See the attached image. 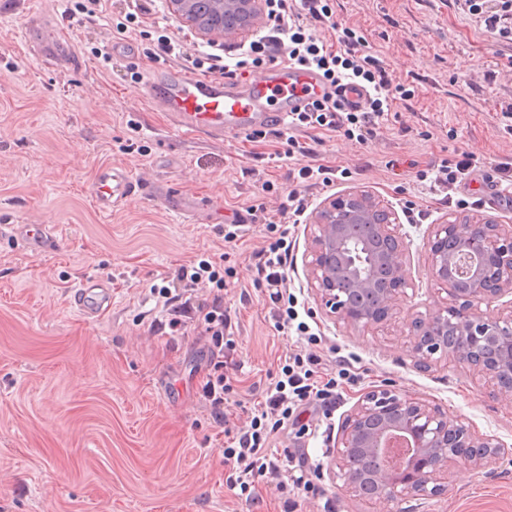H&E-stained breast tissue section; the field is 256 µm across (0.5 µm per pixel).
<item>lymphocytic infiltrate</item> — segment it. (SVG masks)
Returning a JSON list of instances; mask_svg holds the SVG:
<instances>
[{"label":"lymphocytic infiltrate","instance_id":"obj_1","mask_svg":"<svg viewBox=\"0 0 512 512\" xmlns=\"http://www.w3.org/2000/svg\"><path fill=\"white\" fill-rule=\"evenodd\" d=\"M457 3L493 42L512 44V0ZM263 12L264 35L246 43L225 45L219 54L201 52L191 58L190 64L195 69L205 66L211 72L233 76L240 70L254 72L285 60L321 72L330 91L304 111L293 113L287 125L284 155L300 162L297 182L331 186L337 178L347 177V170L307 163L312 149L299 140V133L324 130L367 143L378 137L394 101L411 98L413 91L391 83L383 61L371 50L363 31L337 22L335 0H300L296 6L290 0H263ZM322 25L334 31L335 43H326L320 37L318 28ZM349 87L364 90L362 106L344 104L342 95ZM487 167L499 181L512 185V157L490 162L470 151L461 152L454 160L444 158L429 163L417 170L416 177L449 196L475 172ZM247 214L250 223L265 225L269 232L267 243L258 254L257 284L267 297L275 330L285 335L293 332L306 337L308 343H316V334L310 333L308 324L299 320L295 297L285 288L295 247L287 228L280 226L277 215L268 213L264 205L250 206ZM224 274L223 260L204 258L165 272V285L157 290L164 307L173 313L168 322L171 330L183 326L179 312L191 310L202 318L204 333L209 338V373L201 396L213 420L220 424L225 421L224 400L233 390L224 374L222 358L225 351L236 346L231 319L224 308ZM319 363V357L313 353L290 354L280 375L267 387L263 401L254 405L247 429L238 433L233 446L224 450L225 459L233 463L228 478L230 486L251 499L260 481L273 482L283 499L284 512H292L300 492L319 493L322 461L304 449L282 456L275 454L270 441L287 425L298 424L308 407L317 406L324 414H331L340 381L351 377L344 366L338 367L336 374L319 375Z\"/></svg>","mask_w":512,"mask_h":512}]
</instances>
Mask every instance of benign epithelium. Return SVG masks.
<instances>
[{
    "label": "benign epithelium",
    "instance_id": "obj_1",
    "mask_svg": "<svg viewBox=\"0 0 512 512\" xmlns=\"http://www.w3.org/2000/svg\"><path fill=\"white\" fill-rule=\"evenodd\" d=\"M172 12L209 39L257 26L261 0H214L207 16L192 0H168ZM375 225L381 241L361 273L347 252L354 224ZM307 263L320 306L351 331L382 330L407 300L408 244L397 213L366 190L330 197L310 219ZM427 272L445 296L401 332L415 366L450 361L480 376L491 397L512 408V225L459 216L432 225L424 238ZM505 453L494 435L427 398L387 386L366 391L344 418L332 449L331 477L352 497L375 504H425L448 490L451 469L484 468Z\"/></svg>",
    "mask_w": 512,
    "mask_h": 512
}]
</instances>
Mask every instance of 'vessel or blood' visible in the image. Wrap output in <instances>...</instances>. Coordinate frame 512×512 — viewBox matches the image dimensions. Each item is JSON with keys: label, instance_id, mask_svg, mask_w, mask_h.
<instances>
[{"label": "vessel or blood", "instance_id": "1", "mask_svg": "<svg viewBox=\"0 0 512 512\" xmlns=\"http://www.w3.org/2000/svg\"><path fill=\"white\" fill-rule=\"evenodd\" d=\"M321 76L288 62L270 65L255 75L239 80L233 77L205 79L183 71L146 89L150 100L164 109L171 129L177 134L203 132L221 139L228 135L286 126L292 114L321 96ZM132 188L122 173L100 171L93 198L100 210L120 204ZM9 238L29 250L52 246L51 231L42 225L13 224ZM112 305V290L102 280H85L74 290L72 306L84 317H95Z\"/></svg>", "mask_w": 512, "mask_h": 512}]
</instances>
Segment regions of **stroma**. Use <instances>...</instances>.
<instances>
[{
    "label": "stroma",
    "instance_id": "1",
    "mask_svg": "<svg viewBox=\"0 0 512 512\" xmlns=\"http://www.w3.org/2000/svg\"><path fill=\"white\" fill-rule=\"evenodd\" d=\"M125 8L124 0H102L95 14L72 16L63 0H0V225L43 224L60 239L35 252L0 237V512H282L274 484L259 483L252 502L227 485L224 450L281 358L312 348L304 338L277 334L256 285L264 225L243 224L229 242L209 208L223 207L228 216L259 203L277 209L278 198L263 193L262 183L293 189L288 161L278 156L286 143L173 134L144 87L186 64L147 60L137 30H113V13ZM336 19L360 26L391 83L412 85L415 95L394 103L371 142L320 134L317 162L350 175L328 188L307 187L310 207L362 188L398 212L413 201L426 220L401 226L410 288L396 327L365 333L323 314L308 279L310 226L289 225L296 247L287 288L322 338L312 349L320 368L335 371L344 357L361 380L341 390L330 419L308 409V432L287 426L271 446L280 453L304 448L314 457L329 452L360 396L388 384L464 415L512 447V408L491 398L467 369L417 370L399 331L437 297L423 237L458 211L416 181L411 166L464 150L490 161L512 157V135L498 116L500 103L512 102L505 75L512 47L494 44L451 0H336ZM38 20L65 32L78 65L42 56L27 36ZM109 42L116 51L104 64L92 51ZM106 168L133 184L109 212L92 197ZM146 182L202 204L177 215L143 191ZM503 193L488 189L480 172L459 190L478 200L469 214L512 225ZM203 255L223 256L232 274L224 306L238 347L224 364L235 391L224 403L223 424L201 399L209 357L201 326L190 312L180 331L167 329L170 312L153 292L163 272ZM84 278L112 286L111 309L91 319L71 306L72 286ZM319 486L320 494L299 495L294 512H323L328 499L336 512L397 510L350 497L326 474ZM420 512H512V456L478 471L456 469L446 495Z\"/></svg>",
    "mask_w": 512,
    "mask_h": 512
}]
</instances>
